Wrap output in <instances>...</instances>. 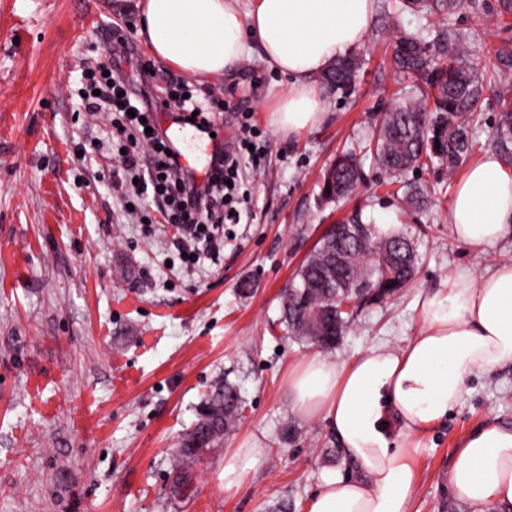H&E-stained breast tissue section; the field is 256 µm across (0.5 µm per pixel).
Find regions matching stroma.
<instances>
[{
    "mask_svg": "<svg viewBox=\"0 0 512 512\" xmlns=\"http://www.w3.org/2000/svg\"><path fill=\"white\" fill-rule=\"evenodd\" d=\"M137 2L0 0V512H307L326 476L353 473L326 422L294 415L284 391L289 365L316 350L285 335L280 294L323 230L358 208L367 220L394 219L419 253L413 283L362 307L325 351L333 363L381 341L405 346L422 328L416 296L447 289L457 269L478 277L512 262V238L477 254L452 236L448 206L460 167L417 173L437 194L405 210L367 158L365 184L338 207L318 209L324 168L366 137L393 99L421 96V81L399 76L392 54L401 34L426 22L378 0L357 49L364 64L354 92L324 89L325 119L302 134L271 124L268 106L288 80L261 63L258 48L233 74L184 77L193 92L223 99L224 141L252 112L265 159L261 170H243L250 200L240 223L225 225L219 261L175 262V227L159 224L145 236L118 184L102 183L120 166L104 142L109 120L83 111L77 95L111 27L137 24ZM482 2L483 22L463 10L453 28L485 62L491 47L512 41V17L497 16V0ZM427 30L438 42L437 29ZM111 55L132 79L153 64L149 92L163 96L174 69L141 39ZM511 103L505 89L485 86L469 161L502 154L494 131ZM225 381L242 400L236 423L177 490L172 453ZM488 422L512 426L511 365L468 378L459 405L424 432L411 512H472L453 497L449 476L458 443ZM252 434L264 437L268 454L225 492L224 456Z\"/></svg>",
    "mask_w": 512,
    "mask_h": 512,
    "instance_id": "stroma-1",
    "label": "stroma"
}]
</instances>
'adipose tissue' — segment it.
I'll return each instance as SVG.
<instances>
[{
	"label": "adipose tissue",
	"instance_id": "adipose-tissue-1",
	"mask_svg": "<svg viewBox=\"0 0 512 512\" xmlns=\"http://www.w3.org/2000/svg\"><path fill=\"white\" fill-rule=\"evenodd\" d=\"M138 34L152 55L184 75L234 73L249 42L287 78L270 110L281 132L301 134L323 120L315 83L328 64L359 47L377 0H140ZM453 237L471 251L512 236V172L497 155L468 166L448 207ZM422 329L407 345L380 343L337 364L313 356L294 364L286 385L292 412L327 422L351 477L325 479L308 512H411L421 437L458 405L473 374L512 364V262L482 277L458 269L447 290L416 301ZM267 454L255 435L224 456L233 491ZM454 496L474 512H512V427L485 424L459 445L450 473Z\"/></svg>",
	"mask_w": 512,
	"mask_h": 512
}]
</instances>
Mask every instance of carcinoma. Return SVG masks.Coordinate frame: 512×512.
Listing matches in <instances>:
<instances>
[{
    "instance_id": "1",
    "label": "carcinoma",
    "mask_w": 512,
    "mask_h": 512,
    "mask_svg": "<svg viewBox=\"0 0 512 512\" xmlns=\"http://www.w3.org/2000/svg\"><path fill=\"white\" fill-rule=\"evenodd\" d=\"M475 5L473 0H398V8L433 18L440 25L459 10ZM448 62H435L430 48L419 35L397 41L393 61L396 68L420 79L431 93L397 104L384 112L369 151L378 169L389 175L416 172L435 162L453 172L472 149L470 119L483 92L480 67L468 49L448 37ZM496 69L503 77L512 73V46L490 50ZM362 61L356 55L336 60L323 80L347 96L354 90ZM364 180L356 153L346 151L325 170L319 205L339 203ZM404 201L420 206L428 201L427 188L420 183L403 185ZM342 226L347 237L336 240V230L323 232L282 295V317L287 334L300 342L330 348L351 328L356 306L377 303L399 293L413 279L418 263L414 242L404 233L384 231L365 223L361 213L351 214ZM240 395L231 383L217 385L206 397L197 422L184 434L174 456L176 489L192 481V470L204 452L224 437L235 420Z\"/></svg>"
}]
</instances>
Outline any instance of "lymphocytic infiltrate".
Here are the masks:
<instances>
[{"label": "lymphocytic infiltrate", "mask_w": 512, "mask_h": 512, "mask_svg": "<svg viewBox=\"0 0 512 512\" xmlns=\"http://www.w3.org/2000/svg\"><path fill=\"white\" fill-rule=\"evenodd\" d=\"M83 106L89 112L112 116L113 136L124 149L120 157L126 205L152 198L165 223L175 225L171 244L177 252L192 255L194 263L219 257L226 222H240L244 195L237 183L241 161L248 158L261 168L262 154L255 150L258 130L242 122L233 148L215 153L202 177H195L174 150L158 119L167 114L173 123L193 120L207 132L217 129L213 105L190 95L181 81L170 80L164 99L140 97L123 75L113 72L111 61H100L83 73Z\"/></svg>", "instance_id": "f902f5d3"}]
</instances>
